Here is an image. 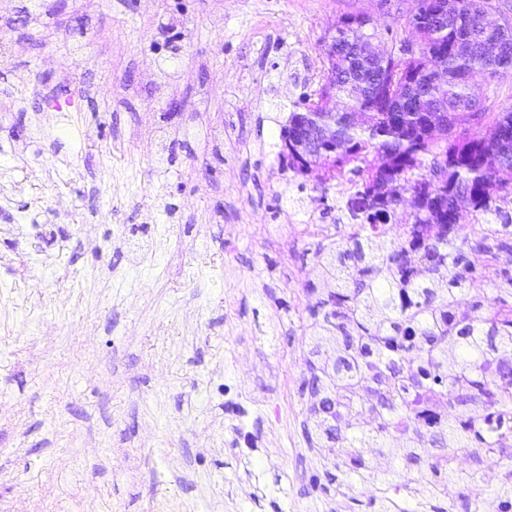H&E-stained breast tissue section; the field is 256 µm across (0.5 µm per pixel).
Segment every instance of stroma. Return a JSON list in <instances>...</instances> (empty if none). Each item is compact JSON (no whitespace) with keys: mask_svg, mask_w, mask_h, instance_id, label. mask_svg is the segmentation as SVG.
<instances>
[{"mask_svg":"<svg viewBox=\"0 0 512 512\" xmlns=\"http://www.w3.org/2000/svg\"><path fill=\"white\" fill-rule=\"evenodd\" d=\"M413 0H0V512H376L308 434L336 185L280 131L346 14ZM496 493L499 454L456 450Z\"/></svg>","mask_w":512,"mask_h":512,"instance_id":"35a3bbf8","label":"stroma"}]
</instances>
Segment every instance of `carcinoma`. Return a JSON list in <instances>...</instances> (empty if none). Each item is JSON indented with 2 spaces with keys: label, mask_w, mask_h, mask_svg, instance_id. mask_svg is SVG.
<instances>
[{
  "label": "carcinoma",
  "mask_w": 512,
  "mask_h": 512,
  "mask_svg": "<svg viewBox=\"0 0 512 512\" xmlns=\"http://www.w3.org/2000/svg\"><path fill=\"white\" fill-rule=\"evenodd\" d=\"M404 28L424 44L404 60L394 53L358 61L356 44L366 36L397 34L373 16L348 14L326 33L324 70L317 87L302 93L280 139L288 142V170L303 177L315 158L298 130L313 123L327 133L328 153L321 183L354 188L345 210L361 219L316 257L336 282L317 303L308 351L309 377L302 392L312 400L310 423L316 439L346 454L344 464L360 480L388 482L400 473L379 469L361 452L385 448L394 461L417 467L419 484L459 486L474 482L448 463L451 452L496 448L512 455V304L498 298L466 309L459 294L476 281L508 287L512 295V245L500 234L512 214L499 202L512 195V110L488 117L472 98V86L494 77L503 58L457 46L458 29L446 31L419 21L448 0H414ZM443 64L447 76L424 81L428 104L448 115L438 135L427 133L412 82ZM367 83L356 79L357 69ZM352 112H367L356 127ZM499 158L491 171L485 154ZM415 193L416 208L405 223L404 241L375 247L390 223L400 192ZM467 213L490 214L500 227L471 238L462 224ZM493 255L478 270L467 249ZM450 406L453 416L415 421L421 408ZM435 452L422 459L419 449Z\"/></svg>",
  "instance_id": "carcinoma-1"
}]
</instances>
